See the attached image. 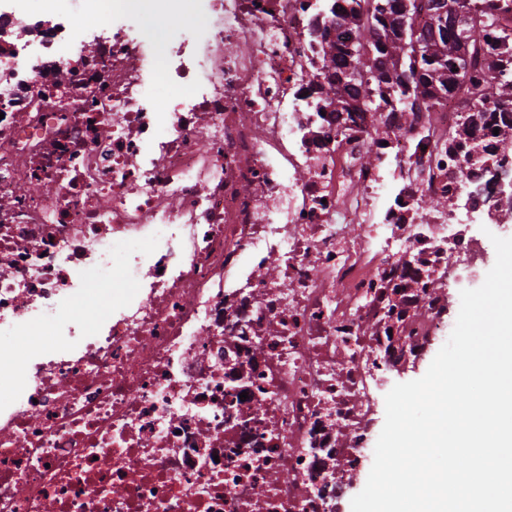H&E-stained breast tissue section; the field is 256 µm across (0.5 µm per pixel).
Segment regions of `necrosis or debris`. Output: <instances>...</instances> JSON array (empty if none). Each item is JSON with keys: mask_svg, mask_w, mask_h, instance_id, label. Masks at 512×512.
I'll return each mask as SVG.
<instances>
[{"mask_svg": "<svg viewBox=\"0 0 512 512\" xmlns=\"http://www.w3.org/2000/svg\"><path fill=\"white\" fill-rule=\"evenodd\" d=\"M155 5L162 57L101 0H0V512H339L474 225L512 232V114L335 111L333 0ZM89 278L93 281L95 296L94 300L85 305H76L71 314L87 325L94 323L95 315L103 314L112 303V291L128 286L123 273L119 267H114L105 275L90 273Z\"/></svg>", "mask_w": 512, "mask_h": 512, "instance_id": "4bbe7bcc", "label": "necrosis or debris"}]
</instances>
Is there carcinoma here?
<instances>
[{
    "mask_svg": "<svg viewBox=\"0 0 512 512\" xmlns=\"http://www.w3.org/2000/svg\"><path fill=\"white\" fill-rule=\"evenodd\" d=\"M434 2L373 0V12L366 17L362 0L336 3V25L343 28L344 36L327 60L326 67L334 71L327 99L347 112H377V87L384 84L400 89L405 107L419 100L431 107L449 87L466 81L477 97L502 110L512 109V73L488 79L480 74L475 39L478 30L490 28L512 45V21L505 20L508 4L481 6L455 0L464 24L444 27Z\"/></svg>",
    "mask_w": 512,
    "mask_h": 512,
    "instance_id": "obj_1",
    "label": "carcinoma"
}]
</instances>
